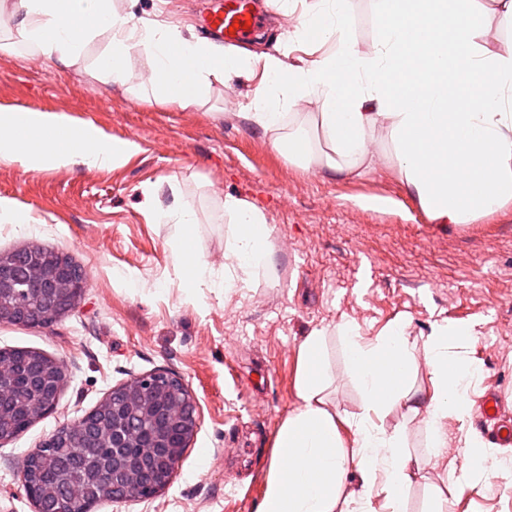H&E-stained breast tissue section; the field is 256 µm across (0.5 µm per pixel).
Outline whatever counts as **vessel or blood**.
<instances>
[{"mask_svg":"<svg viewBox=\"0 0 512 512\" xmlns=\"http://www.w3.org/2000/svg\"><path fill=\"white\" fill-rule=\"evenodd\" d=\"M264 23V17L254 8L253 0H208L202 15V26L213 42L240 46L256 35ZM501 411L498 398H486L479 406L478 422L491 429L495 443L512 445V431L494 430L493 424Z\"/></svg>","mask_w":512,"mask_h":512,"instance_id":"b4317fda","label":"vessel or blood"}]
</instances>
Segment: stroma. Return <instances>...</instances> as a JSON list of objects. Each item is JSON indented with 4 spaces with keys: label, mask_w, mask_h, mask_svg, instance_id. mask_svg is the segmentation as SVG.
<instances>
[{
    "label": "stroma",
    "mask_w": 512,
    "mask_h": 512,
    "mask_svg": "<svg viewBox=\"0 0 512 512\" xmlns=\"http://www.w3.org/2000/svg\"><path fill=\"white\" fill-rule=\"evenodd\" d=\"M135 21L164 15L182 39L201 0H112ZM19 0H0V108L69 115L134 143L122 163L81 162L40 170L0 162V199L22 223L0 221V252L32 244L68 255L89 274L77 307L47 328L0 322V350L32 348L64 362L67 382L56 409L0 445V512H35L21 480L27 454L96 407L112 387L155 370L180 375L198 401L200 421L168 488L143 502H102L92 512H256L275 433L298 406L299 346L325 330L331 382L328 408L353 420L363 411L342 325L364 340L402 322L415 368L412 389H432L423 348L435 324L476 331L451 354L476 366L470 415L449 421L433 446L425 415L395 407L381 423L402 431L418 470L405 492L407 512H427L435 496L451 512H512V483L497 477L451 484L465 462L466 439L483 440L474 409L489 391L512 423V203L463 226L436 224L400 181L388 134L376 136L372 166L339 177L326 164L299 167L273 146V134L242 122L256 109L257 79L212 83L183 110L160 102L146 76V51L133 54L124 83L96 69L108 33L79 55H45L20 34ZM297 26L270 25L254 52L292 63ZM232 195L272 224L273 274L226 293L183 286L169 243L171 227L149 211L184 200L198 220L196 248L224 265Z\"/></svg>",
    "instance_id": "obj_1"
}]
</instances>
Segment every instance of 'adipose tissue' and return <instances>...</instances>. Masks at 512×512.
<instances>
[{"mask_svg":"<svg viewBox=\"0 0 512 512\" xmlns=\"http://www.w3.org/2000/svg\"><path fill=\"white\" fill-rule=\"evenodd\" d=\"M21 33L46 53L78 55L98 32L111 35L97 68L123 81L132 52L153 59V84L163 102L183 109L200 102L212 82L253 70L257 59L227 55L206 43H189L160 22L138 24L114 13L112 0H20ZM376 44L361 53L353 29V0H309L299 36L331 44V54L298 66L265 61L257 89L259 105L246 118L273 132L274 147L302 166L313 152L302 130L286 131L283 110L315 94V120L332 155L326 165L351 175L368 163L376 132L387 130L401 181L428 218L466 224L512 203V48L484 43L483 18L467 0H376ZM129 148L103 130L77 124L57 112L0 109V161L34 169H58L81 160L112 167ZM231 222L223 272H215L196 250L197 216L191 205L153 213L172 227L171 246L184 284L229 292L248 287L259 271L272 269L273 231L247 201L226 196ZM468 328L436 325L424 348L433 376L432 392L412 390V353L405 325L366 342L355 326L343 339L363 397V414L351 422L352 444L344 446L335 413L325 403L330 383L325 333L312 332L299 347V406L274 439L263 499L257 512H370L366 498L340 504L342 480L353 469L381 474L389 512H404L402 493L415 474L399 432L386 430L382 416L399 405L425 414L434 445H445L447 419L464 420L474 370L448 355L449 340L471 336ZM512 473L481 443L467 441L458 483Z\"/></svg>","mask_w":512,"mask_h":512,"instance_id":"adipose-tissue-1","label":"adipose tissue"}]
</instances>
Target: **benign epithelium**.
Returning <instances> with one entry per match:
<instances>
[{
  "instance_id": "benign-epithelium-1",
  "label": "benign epithelium",
  "mask_w": 512,
  "mask_h": 512,
  "mask_svg": "<svg viewBox=\"0 0 512 512\" xmlns=\"http://www.w3.org/2000/svg\"><path fill=\"white\" fill-rule=\"evenodd\" d=\"M41 249L30 245L8 257L0 256V288H11L19 281L27 283L32 295L40 299L47 315L69 313L74 309L73 289L87 288L88 277L82 275L72 281L70 269L61 263L55 270L44 268L40 261ZM44 315L25 303L11 310L10 321L24 324ZM112 406V447L114 448H170L177 451L190 445L199 425L198 406L183 378L157 370L133 377L124 384L112 388L104 397L103 406ZM159 417L161 426L154 433L139 431L133 421L134 409ZM97 416L85 414L74 423L64 426L47 438L43 445L59 446V440L67 431L90 430ZM149 458L132 456L130 462L112 470V501H145L155 497L172 481L145 480Z\"/></svg>"
}]
</instances>
